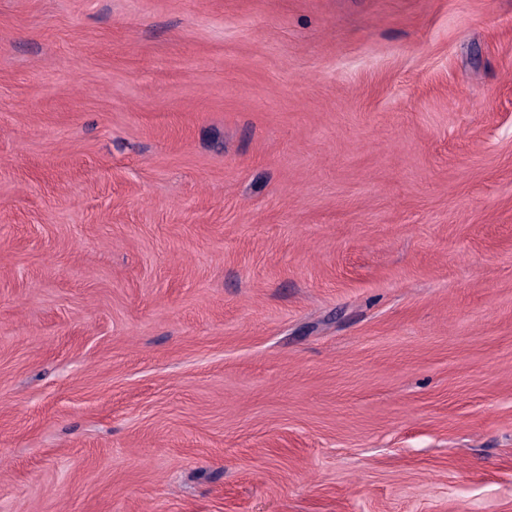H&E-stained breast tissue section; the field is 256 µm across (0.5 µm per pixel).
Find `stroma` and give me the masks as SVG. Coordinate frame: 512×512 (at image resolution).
<instances>
[{
    "instance_id": "obj_1",
    "label": "stroma",
    "mask_w": 512,
    "mask_h": 512,
    "mask_svg": "<svg viewBox=\"0 0 512 512\" xmlns=\"http://www.w3.org/2000/svg\"><path fill=\"white\" fill-rule=\"evenodd\" d=\"M0 512H512V0H0Z\"/></svg>"
}]
</instances>
